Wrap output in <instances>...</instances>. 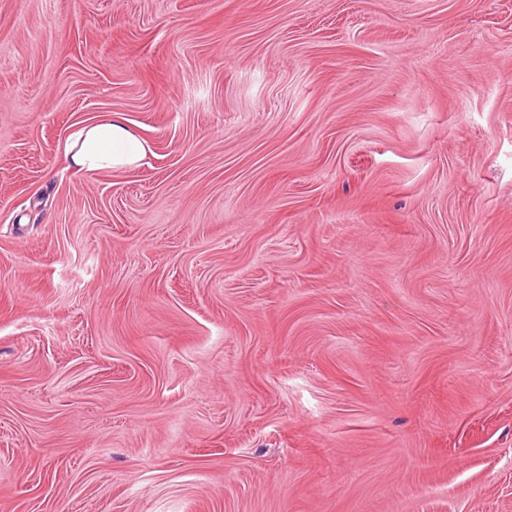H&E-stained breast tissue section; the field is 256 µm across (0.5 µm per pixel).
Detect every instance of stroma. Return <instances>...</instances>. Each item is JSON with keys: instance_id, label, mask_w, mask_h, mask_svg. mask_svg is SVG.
I'll use <instances>...</instances> for the list:
<instances>
[{"instance_id": "stroma-1", "label": "stroma", "mask_w": 512, "mask_h": 512, "mask_svg": "<svg viewBox=\"0 0 512 512\" xmlns=\"http://www.w3.org/2000/svg\"><path fill=\"white\" fill-rule=\"evenodd\" d=\"M0 512H512V0H0ZM150 152L145 140L112 119L81 128L65 145L71 165L85 172L137 168Z\"/></svg>"}]
</instances>
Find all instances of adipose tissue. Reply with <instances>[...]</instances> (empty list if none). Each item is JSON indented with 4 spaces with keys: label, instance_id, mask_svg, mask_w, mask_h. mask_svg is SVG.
<instances>
[{
    "label": "adipose tissue",
    "instance_id": "obj_1",
    "mask_svg": "<svg viewBox=\"0 0 512 512\" xmlns=\"http://www.w3.org/2000/svg\"><path fill=\"white\" fill-rule=\"evenodd\" d=\"M149 152L145 140L112 120L81 128L65 146L71 165L85 172L137 168L145 163Z\"/></svg>",
    "mask_w": 512,
    "mask_h": 512
}]
</instances>
